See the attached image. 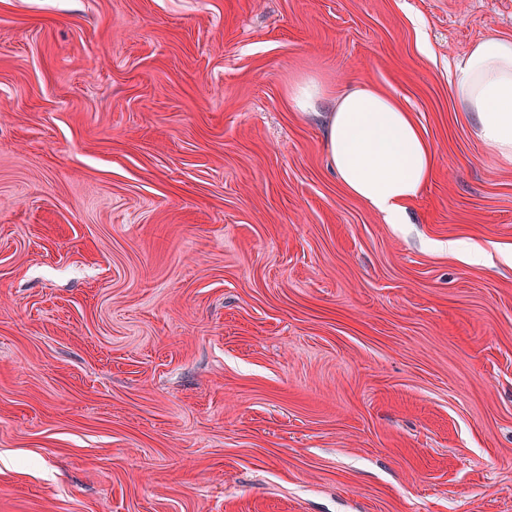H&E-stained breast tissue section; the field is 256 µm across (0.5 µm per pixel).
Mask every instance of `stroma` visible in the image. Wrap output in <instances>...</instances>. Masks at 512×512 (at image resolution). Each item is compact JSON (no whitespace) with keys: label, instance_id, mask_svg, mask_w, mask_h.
I'll list each match as a JSON object with an SVG mask.
<instances>
[{"label":"stroma","instance_id":"35a3bbf8","mask_svg":"<svg viewBox=\"0 0 512 512\" xmlns=\"http://www.w3.org/2000/svg\"><path fill=\"white\" fill-rule=\"evenodd\" d=\"M488 32L512 0H0V512H512V164L449 77ZM365 83L436 156L403 224L324 152ZM324 94L323 85L312 78L295 83L291 89L292 100L301 112L314 110Z\"/></svg>","mask_w":512,"mask_h":512}]
</instances>
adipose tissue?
Masks as SVG:
<instances>
[{
	"label": "adipose tissue",
	"mask_w": 512,
	"mask_h": 512,
	"mask_svg": "<svg viewBox=\"0 0 512 512\" xmlns=\"http://www.w3.org/2000/svg\"><path fill=\"white\" fill-rule=\"evenodd\" d=\"M451 85L474 135L512 162V39L488 33L456 59ZM328 162L342 189L404 223L431 180L436 157L421 128L395 97L372 86L344 91L328 115Z\"/></svg>",
	"instance_id": "obj_1"
}]
</instances>
